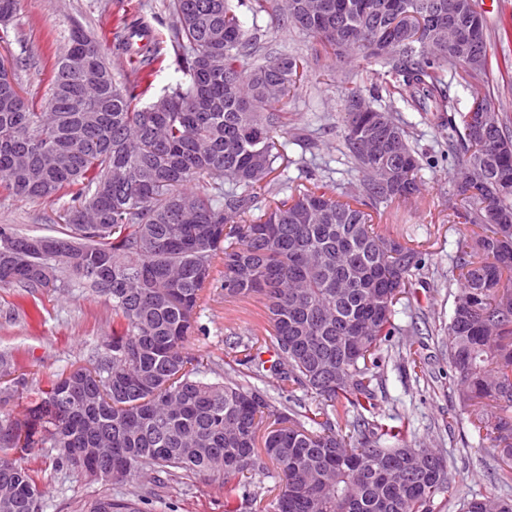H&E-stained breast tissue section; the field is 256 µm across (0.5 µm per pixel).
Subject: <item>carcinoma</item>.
I'll return each instance as SVG.
<instances>
[{"label": "carcinoma", "mask_w": 512, "mask_h": 512, "mask_svg": "<svg viewBox=\"0 0 512 512\" xmlns=\"http://www.w3.org/2000/svg\"><path fill=\"white\" fill-rule=\"evenodd\" d=\"M170 2L185 80L143 107L139 84L118 81L101 43L87 46L80 27L54 60L43 112L0 61V188L71 201L49 235L64 251L34 247L43 236L0 224V288L17 289L35 316L42 295L74 288L112 303V335L88 350L85 365L37 388L21 418L8 406L28 379L0 354V512H42L33 470L4 454L37 448L104 483L110 470L120 485L146 468L216 476L224 512H239L269 462L282 484L273 512H433L435 498L453 491L444 459L434 453L435 467H410L417 441L373 419L380 351L402 335L395 305L424 264L371 211L419 192L423 157L391 110L352 111L364 95L348 88L342 153L362 178L356 194L336 192L278 141L309 61L266 50L260 30L237 14L244 4L255 15L271 10L294 29L281 0ZM298 3L315 6L299 32L339 61L361 52L391 67L402 81L382 87L387 96L407 94L410 108L448 126L461 170L452 216L482 229L448 269L459 284L448 363L472 430L512 459V123L499 113L496 134L479 131L446 82L451 72L486 73L485 24L479 42L450 54L448 16L467 27V0ZM391 37L390 51H370ZM117 38L127 49L142 42L138 70L150 76L159 59L150 31L127 25ZM216 49L224 68L212 72ZM291 166L305 182L281 199ZM219 264L224 296L265 299L275 359H263L257 336L236 342L243 371L203 366L186 352ZM267 372L287 394L285 412L239 380ZM387 438L394 444L383 445ZM139 502L102 494L82 512H140Z\"/></svg>", "instance_id": "obj_1"}]
</instances>
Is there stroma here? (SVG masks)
Instances as JSON below:
<instances>
[{
	"label": "stroma",
	"mask_w": 512,
	"mask_h": 512,
	"mask_svg": "<svg viewBox=\"0 0 512 512\" xmlns=\"http://www.w3.org/2000/svg\"><path fill=\"white\" fill-rule=\"evenodd\" d=\"M499 5L502 16L497 19L491 13V0H474L486 21L491 65L471 83L452 79L449 93L459 107H467L479 96L512 118V69L504 65L505 60H512V41L498 36L503 23H512V0H500ZM240 18L246 27L261 29L269 49L297 50L311 59L307 81L288 102L291 123L284 137L288 155L306 157L316 168L330 167L336 183L356 190L361 175L341 153L339 113L345 83L351 80L367 89L376 76L391 84L394 72L361 54L338 64L333 55L321 51L315 39L278 27L267 14L255 16L244 10ZM130 22L147 25L160 46L161 59L146 79L149 89L144 98L149 101L184 79L176 61L169 0H20L8 24V40L0 42V56L9 59L24 96L39 107L48 94L53 57L64 52L76 25L102 43L118 80H139L134 61L115 45L116 31ZM371 104L393 106L416 150L432 159L422 171L417 198L393 204L373 217L374 223L391 225L418 242L425 255V267L396 304L394 317L406 330L416 356L408 358L394 346L384 349L383 374L375 387L378 420L407 428L445 457L455 493L438 496L434 512H462L464 501L474 497L512 499V483L504 485L496 479L503 464L501 456L471 431L448 365V323L454 307L448 268L465 234L463 225L448 220L457 203L452 189L459 174L456 162L448 157V130L425 120L402 101L382 96ZM67 207L64 198L33 201L0 190V224H14L27 233H49L61 223ZM18 303L15 289H0V352L11 353L20 372L43 382L82 365L87 351L112 333L111 305L80 289L44 297L42 316L35 322L18 311ZM265 325L261 296L228 298L216 284L203 293L198 328L189 336L186 349L206 364L229 361L238 353L237 338L250 330H263ZM55 457L54 450L45 448L27 460L46 491L42 512H81L91 496L105 490L115 496L126 491L122 485L102 488L57 465ZM133 485L143 496L142 512H224V487L208 476L184 472L167 480L146 470Z\"/></svg>",
	"instance_id": "stroma-1"
}]
</instances>
